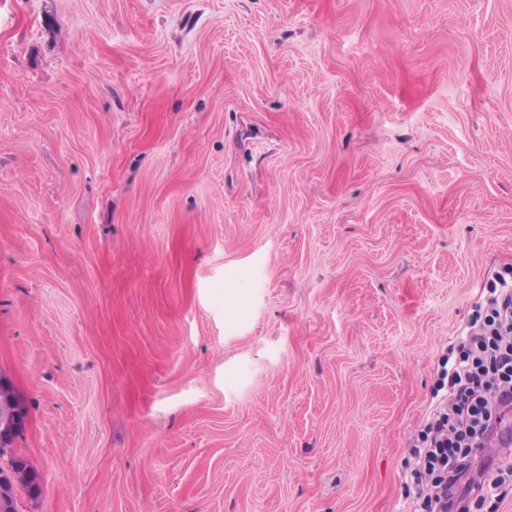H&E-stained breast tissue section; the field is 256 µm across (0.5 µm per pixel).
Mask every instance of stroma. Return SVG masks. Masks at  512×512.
<instances>
[{
	"instance_id": "35a3bbf8",
	"label": "stroma",
	"mask_w": 512,
	"mask_h": 512,
	"mask_svg": "<svg viewBox=\"0 0 512 512\" xmlns=\"http://www.w3.org/2000/svg\"><path fill=\"white\" fill-rule=\"evenodd\" d=\"M512 265V0H0L20 512H403Z\"/></svg>"
}]
</instances>
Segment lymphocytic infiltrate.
Segmentation results:
<instances>
[{
  "instance_id": "1",
  "label": "lymphocytic infiltrate",
  "mask_w": 512,
  "mask_h": 512,
  "mask_svg": "<svg viewBox=\"0 0 512 512\" xmlns=\"http://www.w3.org/2000/svg\"><path fill=\"white\" fill-rule=\"evenodd\" d=\"M512 409V268L488 284L483 306L449 344L426 423L410 450L406 484L413 512H459L484 503L512 478V462L487 461L480 482L462 476Z\"/></svg>"
}]
</instances>
